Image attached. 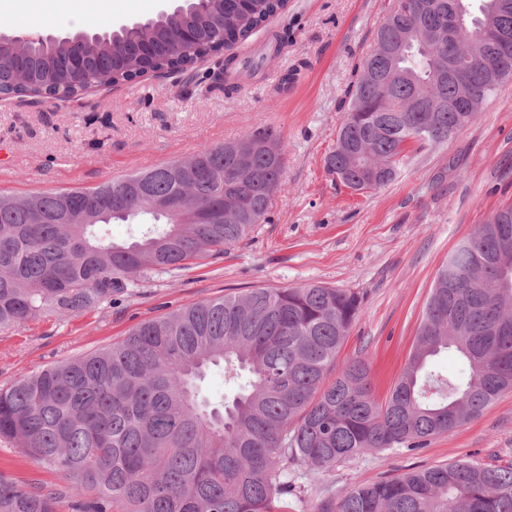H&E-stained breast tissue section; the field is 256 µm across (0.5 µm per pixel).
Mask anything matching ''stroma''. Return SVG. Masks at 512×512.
<instances>
[{"label": "stroma", "mask_w": 512, "mask_h": 512, "mask_svg": "<svg viewBox=\"0 0 512 512\" xmlns=\"http://www.w3.org/2000/svg\"><path fill=\"white\" fill-rule=\"evenodd\" d=\"M172 0H100L103 25L155 16ZM392 0H288V10L235 49L260 54L271 32L290 28L276 62L242 76L227 94L214 78L223 55L191 71L151 74L71 98L0 97V194L25 197L88 189L135 171L185 160L202 147L271 127L285 151L284 188L249 237L172 275L139 283L112 305L60 321L42 315L0 330V387L23 374L97 351L141 323L180 308L258 288L321 284L362 296L334 372L366 359L373 392L385 399L413 346L435 275L455 246L512 202V80L477 119L441 144L408 145L396 179L351 192L325 168L348 107L347 92L376 41ZM86 0L52 23L0 0V18L18 33L82 29ZM458 459L512 460V393L417 452L377 450L340 463L323 478L288 465V512H314L338 497L413 467ZM0 474L21 484H68L12 441L0 440Z\"/></svg>", "instance_id": "stroma-1"}]
</instances>
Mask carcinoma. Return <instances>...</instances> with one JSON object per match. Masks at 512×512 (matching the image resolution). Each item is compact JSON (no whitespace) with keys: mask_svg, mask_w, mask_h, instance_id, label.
I'll return each mask as SVG.
<instances>
[{"mask_svg":"<svg viewBox=\"0 0 512 512\" xmlns=\"http://www.w3.org/2000/svg\"><path fill=\"white\" fill-rule=\"evenodd\" d=\"M394 0L364 59L325 159L344 185L365 190L395 180L407 143H443L475 121L512 77L486 47V27L512 32V0ZM288 0H181L143 22L17 40L0 33V95H73L149 73L182 72L230 54ZM465 19L461 61L471 73L472 112H434L459 93L448 73L441 19ZM275 32L268 57L288 43ZM400 46L387 56L379 45ZM23 70L27 83L16 81ZM247 174L223 146L190 159L107 180L90 189L0 195V329L39 315L72 317L112 304L140 281L172 274L247 238L281 191L280 134L260 128ZM43 215L40 224L33 215ZM136 225L112 240L107 225ZM512 204L460 241L437 272L406 368L385 401L372 395L368 366L327 375L362 298L322 285L255 289L207 299L132 329L119 343L26 374L0 388V438L37 464L64 472L69 490L22 485L0 475V512H56L70 491L84 512H283L287 463L326 475L373 450L415 451L478 417L512 392V288H497L500 230ZM453 349L466 374L429 369ZM218 367L230 398L202 384ZM318 512H512V462L458 460L413 469L342 492Z\"/></svg>","mask_w":512,"mask_h":512,"instance_id":"obj_1","label":"carcinoma"}]
</instances>
